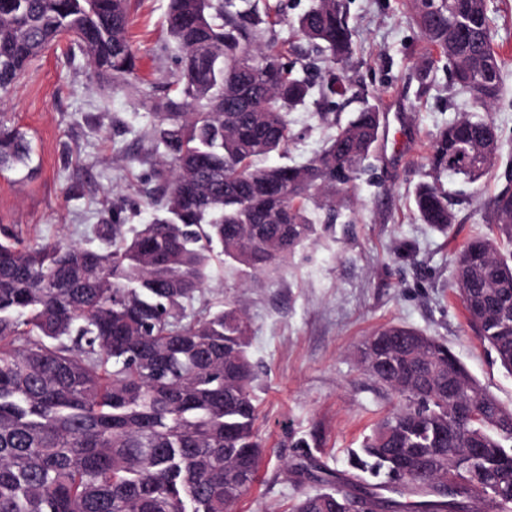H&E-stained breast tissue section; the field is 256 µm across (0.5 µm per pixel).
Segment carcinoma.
I'll return each mask as SVG.
<instances>
[{"label": "carcinoma", "mask_w": 512, "mask_h": 512, "mask_svg": "<svg viewBox=\"0 0 512 512\" xmlns=\"http://www.w3.org/2000/svg\"><path fill=\"white\" fill-rule=\"evenodd\" d=\"M410 18L453 84L483 117L467 113L432 145L415 209L446 233L456 223L448 172L478 182L503 149L488 112L502 62L488 0H405ZM130 0H0V91L12 88L49 44L70 40L99 77L132 86ZM178 96L152 104L163 147L155 171L161 214L130 238L122 209L99 225L101 251L77 243L0 240V512H231L257 479L256 375L251 323L241 300L188 311L211 280V259L249 269L248 287L282 268L336 223L378 140L382 113L367 106L302 165L264 166L292 139L288 113L315 84L294 73L269 37L271 6L236 0H169ZM297 31L327 64L320 95L345 88L335 67L352 58L342 0H310ZM31 160L25 134L0 120V172ZM493 234L456 256L455 288L470 325L512 375V189L488 202ZM376 353L397 399L355 456L356 480H321L293 512H333L336 496L368 512H466L458 490L512 509V408L486 392L448 346L405 325L378 329ZM450 448H484L461 465ZM425 465L396 480L395 451ZM383 474L370 484L364 474ZM388 491L414 500L382 496Z\"/></svg>", "instance_id": "1"}]
</instances>
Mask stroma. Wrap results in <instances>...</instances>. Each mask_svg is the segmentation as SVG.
I'll list each match as a JSON object with an SVG mask.
<instances>
[{
    "mask_svg": "<svg viewBox=\"0 0 512 512\" xmlns=\"http://www.w3.org/2000/svg\"><path fill=\"white\" fill-rule=\"evenodd\" d=\"M268 2L282 7L271 35L285 59L308 56L293 21L309 0ZM344 3L354 29L353 62L340 73L347 91L335 106L316 96L289 113L293 138L285 156L269 162L309 160L329 133L320 113L332 109L345 120L366 105L383 112L398 106L411 146L393 152L391 131L381 127L336 223L296 252L287 269L247 292L244 271L215 263L209 287L192 303L198 309L246 297L264 453L258 482L234 512H292L302 493L319 488L318 480L285 473L288 464L313 457L335 474H353L352 454L397 404L359 363L361 341L380 327L407 325L447 344L483 388L512 407V375L476 337L453 288L459 248L488 234L485 203L511 182L512 0H489L502 60V91L491 116L504 147L492 172L454 199L457 221L446 236L418 220L413 192L428 171L436 136L469 110V96L452 88L445 63L423 74L429 49L401 0ZM167 9L168 0H131L137 89L99 79L84 56L68 60L64 46L54 45L30 63L13 93L0 97V119L25 132L32 147L30 169L0 173V229L27 244L64 238L96 249L95 228L112 207H122L128 232L152 220L155 146L141 95L175 91ZM316 426L324 434L317 448L309 444Z\"/></svg>",
    "mask_w": 512,
    "mask_h": 512,
    "instance_id": "obj_1",
    "label": "stroma"
}]
</instances>
